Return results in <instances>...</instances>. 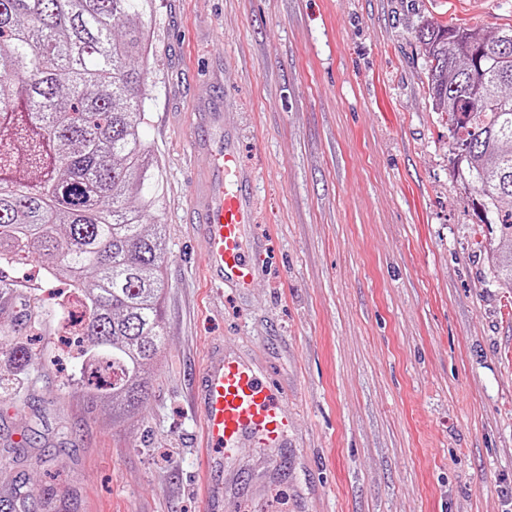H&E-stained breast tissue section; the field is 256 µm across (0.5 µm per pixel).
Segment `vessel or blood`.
<instances>
[{
  "instance_id": "vessel-or-blood-1",
  "label": "vessel or blood",
  "mask_w": 512,
  "mask_h": 512,
  "mask_svg": "<svg viewBox=\"0 0 512 512\" xmlns=\"http://www.w3.org/2000/svg\"><path fill=\"white\" fill-rule=\"evenodd\" d=\"M213 173L197 188L192 214L204 228L207 274L243 292L258 276L259 245H247L245 231L255 218L250 176L227 144L215 146ZM211 459L251 446L273 454L284 447L293 411L269 375L250 356L212 346L191 387Z\"/></svg>"
}]
</instances>
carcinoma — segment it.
Wrapping results in <instances>:
<instances>
[{"label": "carcinoma", "instance_id": "carcinoma-1", "mask_svg": "<svg viewBox=\"0 0 512 512\" xmlns=\"http://www.w3.org/2000/svg\"><path fill=\"white\" fill-rule=\"evenodd\" d=\"M155 2L0 0V336L17 337L21 365L19 337L40 319L5 269L34 261L66 282L83 308L78 358L108 375L100 397L116 420L142 408L167 344L164 176L141 135ZM416 40L476 223L491 214L512 240V27L426 21ZM491 275L512 289V250ZM29 500L19 481L0 512Z\"/></svg>", "mask_w": 512, "mask_h": 512}]
</instances>
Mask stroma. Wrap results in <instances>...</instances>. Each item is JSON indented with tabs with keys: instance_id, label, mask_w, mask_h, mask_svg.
Returning <instances> with one entry per match:
<instances>
[{
	"instance_id": "obj_1",
	"label": "stroma",
	"mask_w": 512,
	"mask_h": 512,
	"mask_svg": "<svg viewBox=\"0 0 512 512\" xmlns=\"http://www.w3.org/2000/svg\"><path fill=\"white\" fill-rule=\"evenodd\" d=\"M424 17L492 35L512 0H156L142 135L165 181L168 346L143 412L114 423L57 343L75 293L17 270L47 333L0 396V491L25 482L32 512H512V290L472 246ZM200 121L254 172L245 293L202 270ZM216 339L287 394L277 461L241 448L205 473L189 390Z\"/></svg>"
}]
</instances>
